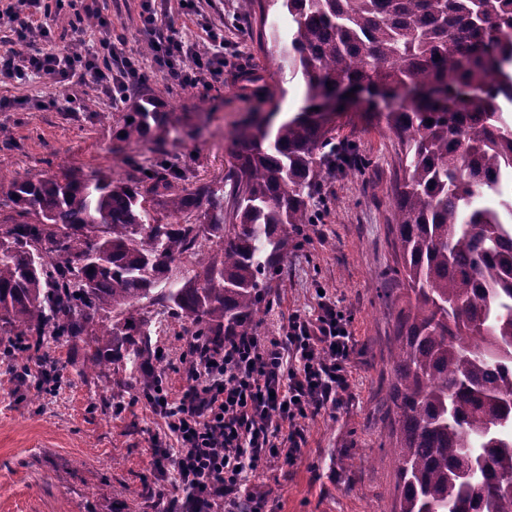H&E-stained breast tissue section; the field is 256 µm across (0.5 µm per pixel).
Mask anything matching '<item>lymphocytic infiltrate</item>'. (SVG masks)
<instances>
[{
	"label": "lymphocytic infiltrate",
	"mask_w": 512,
	"mask_h": 512,
	"mask_svg": "<svg viewBox=\"0 0 512 512\" xmlns=\"http://www.w3.org/2000/svg\"><path fill=\"white\" fill-rule=\"evenodd\" d=\"M64 0H9L0 15L13 23L26 54L0 55V76L24 79L37 74L67 90L77 77L120 97L145 75L113 38L112 21L100 17L98 48L59 49L46 22ZM141 31L150 35L165 79L182 86L206 85L224 67V31L209 28L208 57L160 27L155 0H143ZM192 66H185V59ZM354 344L341 311L320 299L315 314H293L278 335L253 330L228 336L223 346L189 339L181 354L191 367L179 398L155 388L148 404L159 414L176 445L153 453V467L171 474V495L159 496L161 512H263L254 487L262 468L294 463L303 453L310 421L341 404L352 387L349 366Z\"/></svg>",
	"instance_id": "lymphocytic-infiltrate-1"
}]
</instances>
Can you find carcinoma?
Returning <instances> with one entry per match:
<instances>
[{
  "instance_id": "cac0c4a2",
  "label": "carcinoma",
  "mask_w": 512,
  "mask_h": 512,
  "mask_svg": "<svg viewBox=\"0 0 512 512\" xmlns=\"http://www.w3.org/2000/svg\"><path fill=\"white\" fill-rule=\"evenodd\" d=\"M288 68L306 105L277 128L251 121L223 186L150 174L27 173L0 197L4 355L33 337L81 339L79 372L112 371L137 394L156 375L145 304H163L215 347L250 332L288 257L289 230L313 223L323 163L354 166L320 100L367 89L414 97L385 113L404 178L391 233L405 288L392 339L387 432L400 433L395 512H512V0H279ZM135 106L124 140L168 113ZM432 123H427V120ZM172 221L164 223L158 209ZM197 214L196 222L179 218ZM217 250L199 252L201 239ZM199 256L177 286L173 266Z\"/></svg>"
}]
</instances>
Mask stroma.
Instances as JSON below:
<instances>
[{"label":"stroma","instance_id":"obj_1","mask_svg":"<svg viewBox=\"0 0 512 512\" xmlns=\"http://www.w3.org/2000/svg\"><path fill=\"white\" fill-rule=\"evenodd\" d=\"M91 7L111 18L113 33L126 38L150 77L120 100L75 85L69 110L46 78H0V98L15 103L0 111V191L29 171L126 179L162 160L185 169L186 187L216 185L244 119L255 114L276 126L306 104L304 81L283 67L277 43L258 46L254 13L243 0H197L191 10L167 0L165 21L187 43L205 44L207 25L224 28V77L208 87L178 86L157 72L141 31V0H93ZM144 98L168 113L169 124L148 140L124 141V119ZM333 135L355 149L360 164L323 168L312 207L319 230L295 236L260 324L274 330L289 314H311L326 294L355 339L352 395L310 421L295 464L274 466L260 479L266 512H391L396 499L397 459L383 421L402 286L389 226L404 171L397 139L379 115L348 108L337 113ZM162 320L152 341L166 359L156 371L176 395L188 333L181 322ZM84 351L79 340L51 346L59 380L49 389L21 381L0 361V512H153L164 485L152 466L163 421L111 373L79 374Z\"/></svg>","mask_w":512,"mask_h":512}]
</instances>
